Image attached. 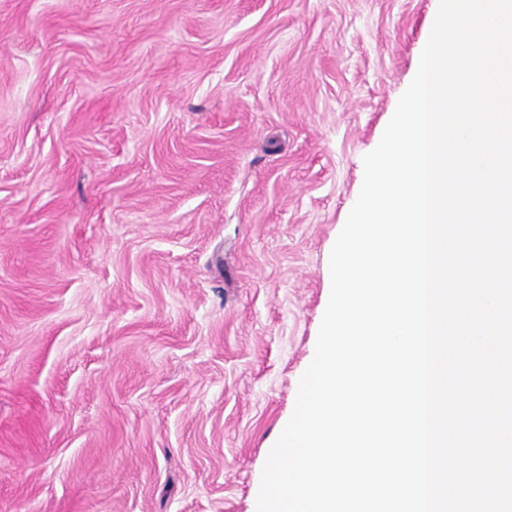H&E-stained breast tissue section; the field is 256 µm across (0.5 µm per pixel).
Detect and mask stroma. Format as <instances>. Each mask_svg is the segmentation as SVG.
Returning a JSON list of instances; mask_svg holds the SVG:
<instances>
[{
	"instance_id": "1",
	"label": "stroma",
	"mask_w": 512,
	"mask_h": 512,
	"mask_svg": "<svg viewBox=\"0 0 512 512\" xmlns=\"http://www.w3.org/2000/svg\"><path fill=\"white\" fill-rule=\"evenodd\" d=\"M437 0H0V512H254Z\"/></svg>"
}]
</instances>
